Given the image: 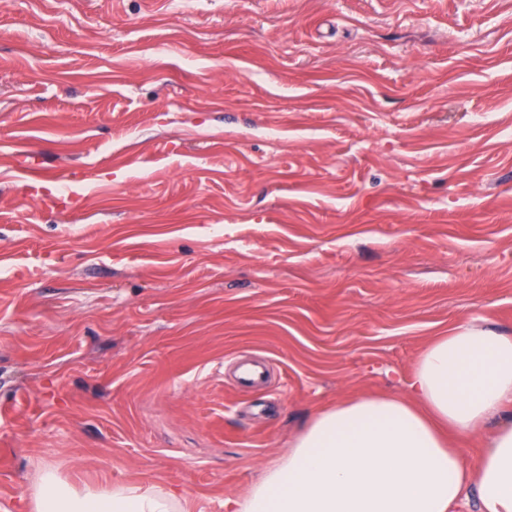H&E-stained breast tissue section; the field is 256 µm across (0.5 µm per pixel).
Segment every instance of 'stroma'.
Listing matches in <instances>:
<instances>
[{"label":"stroma","mask_w":512,"mask_h":512,"mask_svg":"<svg viewBox=\"0 0 512 512\" xmlns=\"http://www.w3.org/2000/svg\"><path fill=\"white\" fill-rule=\"evenodd\" d=\"M461 324L512 332V0H0V512H224ZM30 512H188L170 487L159 484L115 483L109 489H78L55 469L38 470Z\"/></svg>","instance_id":"35a3bbf8"}]
</instances>
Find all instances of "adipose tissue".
I'll list each match as a JSON object with an SVG mask.
<instances>
[{
  "label": "adipose tissue",
  "instance_id": "obj_1",
  "mask_svg": "<svg viewBox=\"0 0 512 512\" xmlns=\"http://www.w3.org/2000/svg\"><path fill=\"white\" fill-rule=\"evenodd\" d=\"M410 397H359L318 411L229 512H512V334L458 326L416 359ZM485 431L487 450L461 438ZM31 512H188L170 487L76 488L40 468Z\"/></svg>",
  "mask_w": 512,
  "mask_h": 512
}]
</instances>
